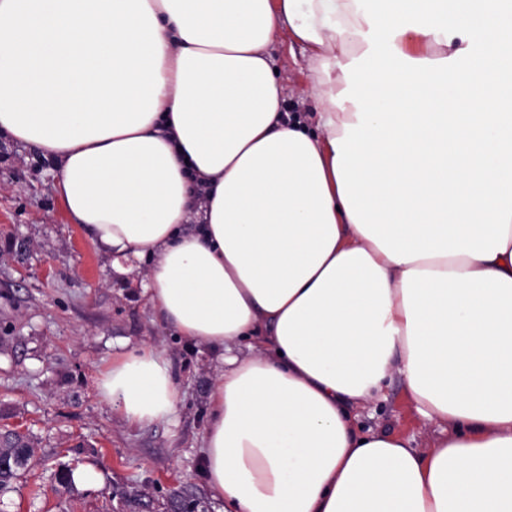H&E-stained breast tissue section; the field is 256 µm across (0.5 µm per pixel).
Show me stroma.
Segmentation results:
<instances>
[{"mask_svg": "<svg viewBox=\"0 0 512 512\" xmlns=\"http://www.w3.org/2000/svg\"><path fill=\"white\" fill-rule=\"evenodd\" d=\"M277 77L293 88L284 110L311 122L320 106L300 46L274 49ZM49 161L0 136V429L33 435L32 466L0 512H167L189 490L202 512H224L208 490L199 448L217 363L168 332L142 294L143 277L117 276L110 257L70 223ZM124 342L165 348L183 391L176 422L129 424L98 397L96 376ZM358 426L429 452L444 422L420 415L401 377L385 398L356 409ZM71 471V485L55 474ZM94 479H85L86 471Z\"/></svg>", "mask_w": 512, "mask_h": 512, "instance_id": "obj_1", "label": "stroma"}]
</instances>
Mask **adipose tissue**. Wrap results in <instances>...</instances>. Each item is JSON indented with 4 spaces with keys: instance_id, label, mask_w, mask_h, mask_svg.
Listing matches in <instances>:
<instances>
[{
    "instance_id": "obj_1",
    "label": "adipose tissue",
    "mask_w": 512,
    "mask_h": 512,
    "mask_svg": "<svg viewBox=\"0 0 512 512\" xmlns=\"http://www.w3.org/2000/svg\"><path fill=\"white\" fill-rule=\"evenodd\" d=\"M164 85L138 130L56 164L71 223L215 353L200 450L224 512H512V0H147ZM308 54L283 110L269 53ZM400 375L450 425L426 454L358 431ZM102 401L181 402L155 345ZM320 106L317 99L313 96H299L294 94L286 99L284 112L292 117L296 116L301 121L306 122L311 126L313 122L314 112H319Z\"/></svg>"
}]
</instances>
